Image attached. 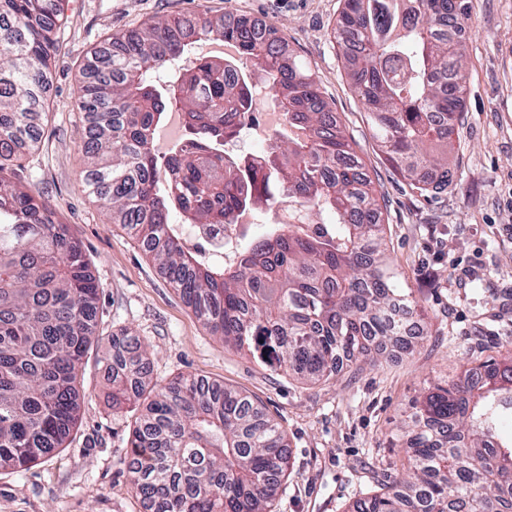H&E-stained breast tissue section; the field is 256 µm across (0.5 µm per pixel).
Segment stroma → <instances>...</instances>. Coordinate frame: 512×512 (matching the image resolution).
Wrapping results in <instances>:
<instances>
[{
  "mask_svg": "<svg viewBox=\"0 0 512 512\" xmlns=\"http://www.w3.org/2000/svg\"><path fill=\"white\" fill-rule=\"evenodd\" d=\"M344 0H66L41 142L13 180L55 208L99 287L98 341L84 357L80 419L51 457L0 470V512H148L123 463L136 412L112 407L104 337L140 336L152 381L192 374L251 396L288 435L290 463L274 512H345L409 474L401 428L412 401L488 356L512 355V0H472L464 119L452 184L412 189L381 151L346 79L334 30ZM273 24L316 77L379 197L390 266L428 330L413 353L344 364L304 383L212 336L139 243L85 185L86 120L77 88L103 42L141 23L199 13Z\"/></svg>",
  "mask_w": 512,
  "mask_h": 512,
  "instance_id": "obj_1",
  "label": "stroma"
}]
</instances>
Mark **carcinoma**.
<instances>
[{"mask_svg":"<svg viewBox=\"0 0 512 512\" xmlns=\"http://www.w3.org/2000/svg\"><path fill=\"white\" fill-rule=\"evenodd\" d=\"M59 0H0V469L24 470L62 447L80 417V371L95 339L99 291L81 243L32 188L3 173L36 147L59 51ZM471 0H345L336 43L387 159L422 193L452 182L463 107ZM203 40L232 41L263 72L288 124L257 163L224 152L255 112L232 63L193 58ZM187 134L159 163L153 135L167 105ZM89 122L88 184L138 240L210 333L274 370L326 383L340 360L375 361L372 345L414 351L395 307L414 316L385 255L373 181L317 81L274 26L247 16L150 21L94 53L78 88ZM291 207L238 261L186 251V224H234L245 211ZM112 408L148 396L127 449L137 496L153 512H272L286 477L279 423L237 389L192 375L158 387L129 332L108 339ZM405 427L409 477L352 512H512V358L465 368L415 399Z\"/></svg>","mask_w":512,"mask_h":512,"instance_id":"carcinoma-1","label":"carcinoma"}]
</instances>
